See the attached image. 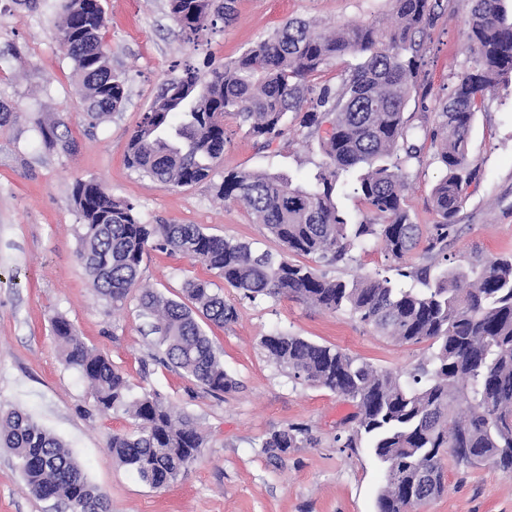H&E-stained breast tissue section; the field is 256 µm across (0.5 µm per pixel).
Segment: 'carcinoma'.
<instances>
[{"label":"carcinoma","instance_id":"1","mask_svg":"<svg viewBox=\"0 0 512 512\" xmlns=\"http://www.w3.org/2000/svg\"><path fill=\"white\" fill-rule=\"evenodd\" d=\"M185 40L234 19V0H169ZM439 0H392V20L322 29L289 20L270 38L228 65L202 73L190 63L165 82L133 131L126 163L164 186L210 184L215 196L244 204L265 225L281 251L206 233L198 224H147L136 205L117 198L94 179L79 180L73 201L79 214L80 259L97 294L114 308L138 290L141 314L150 320L168 363L206 391L236 388L207 334L235 322L236 309L208 279H188L177 299L141 286V263L150 247L200 263L243 297L294 298L330 312H346L398 343L428 342L431 356L412 372L378 369L332 345L277 332L261 338L268 359L297 383L327 389L356 408L345 448L366 445L384 469L377 512H413L445 490V461L457 467L512 473V255L477 259L468 268L432 273L448 260V237L478 171L468 143L485 95L512 76V20L506 0H467V49L472 66L451 92L435 100L432 128L411 123L405 108L421 83L423 37ZM77 77L91 122H102L126 100L127 80L99 51L107 18L100 0H65L55 21ZM360 62L333 88L311 81L331 59ZM293 114L299 130L325 131L315 183L234 169L213 176L224 157V116L270 147L284 136ZM41 142L73 151L65 122L35 121ZM431 140L446 174L432 190L439 220L427 239V263L400 272L420 287H398L387 278L344 280L298 264L303 255L330 264L352 260L355 244L377 240L402 261L423 233L404 204L406 164L421 162L419 134ZM367 208L357 223L336 203L341 176ZM53 335L64 363L87 383L94 407L121 410L132 427L112 434V454L152 488L178 480L200 454L204 439L193 417L175 416L158 393L131 396V386L105 356L58 316ZM312 443L308 431L272 432L262 447L284 452ZM0 447L16 458L27 489L54 499L65 512H110L104 492L91 484L65 444L28 414L0 410Z\"/></svg>","mask_w":512,"mask_h":512}]
</instances>
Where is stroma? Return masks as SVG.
I'll return each mask as SVG.
<instances>
[{"instance_id": "1", "label": "stroma", "mask_w": 512, "mask_h": 512, "mask_svg": "<svg viewBox=\"0 0 512 512\" xmlns=\"http://www.w3.org/2000/svg\"><path fill=\"white\" fill-rule=\"evenodd\" d=\"M108 18L104 41L115 72L127 78L123 108L93 125L76 93L73 64L54 22L63 0L33 7L0 0V101L14 119L0 129V408L32 416L61 438L88 479L108 497L112 512H376L381 465L366 448H343L355 412L352 403L323 388L294 382L260 346L263 336L288 332L359 356L374 366L406 372L431 353L429 344H399L343 312L332 313L286 297L250 301L233 288L224 298L237 319L208 331L232 391L216 396L167 364L136 299L112 310L90 286L79 259L76 181L96 179L114 196L136 204L150 224H197L207 233L278 250V242L243 205L214 197L208 184L167 188L129 169V138L160 85L185 63L221 65L300 18L333 27L390 15V0H236L223 27L186 42L168 0H101ZM466 0H441L423 53L422 70L436 97L447 95L470 65ZM55 114L70 129L73 153L45 149L33 120ZM224 169L270 170L310 185L322 160L318 136L297 131L264 148L232 116L224 118ZM468 153L480 170L448 240V263L512 254V84L486 95L475 115ZM424 142L422 161L410 164L404 191L413 223L429 230L438 220L431 195L444 176ZM344 278L399 277V261L376 243L356 247ZM142 282L178 298L189 278L208 271L188 258L151 249ZM65 316L86 344L112 360L135 393H161L175 412L192 416L204 436L200 455L164 489L141 482L113 459L112 433L129 429L123 412L94 409L87 384L63 361L51 321ZM308 429L313 444L269 457L261 442L289 427ZM447 488L426 512H512V474L446 464ZM0 512H55L53 501L28 492L15 458L0 448Z\"/></svg>"}]
</instances>
